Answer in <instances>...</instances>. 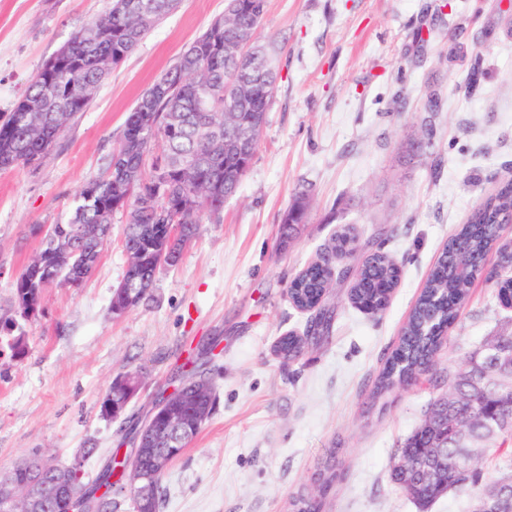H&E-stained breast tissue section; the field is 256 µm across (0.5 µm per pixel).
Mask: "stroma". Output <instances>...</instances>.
<instances>
[{"mask_svg":"<svg viewBox=\"0 0 512 512\" xmlns=\"http://www.w3.org/2000/svg\"><path fill=\"white\" fill-rule=\"evenodd\" d=\"M106 4L0 0V114ZM223 13L224 0H179L47 158L0 171L1 322L13 317L14 281L42 245L34 228L68 221L82 186L118 148L127 112ZM258 38L275 51L278 79L254 160L178 264L159 269L146 300L114 314L127 222L114 213L93 276L45 291L42 313L22 324V357L0 344V473L35 449L62 464L89 448L84 479L95 480L113 452L132 453L127 423L142 422L156 396L178 386V366L213 344L215 410L167 469L161 512H288L300 494L320 496L321 512H470V496L456 490L420 510L390 479L398 444L437 395L432 377L371 390L448 238L498 179L512 178V0H267ZM434 98L439 111H426ZM425 123L429 135L411 149ZM301 194L306 221L279 249L281 216ZM346 225L357 229V250L335 267L330 331L282 363L277 339L304 333L313 318L289 302V284ZM379 245L403 275L373 317L347 293ZM503 331H512V312L478 277L437 373L451 375ZM128 370L141 373L138 395L123 418H103L106 388ZM329 465L337 478L322 496L317 479Z\"/></svg>","mask_w":512,"mask_h":512,"instance_id":"obj_1","label":"stroma"}]
</instances>
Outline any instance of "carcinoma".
Listing matches in <instances>:
<instances>
[{"mask_svg":"<svg viewBox=\"0 0 512 512\" xmlns=\"http://www.w3.org/2000/svg\"><path fill=\"white\" fill-rule=\"evenodd\" d=\"M174 2L109 0L101 15L75 30L49 58L61 67L51 70L43 64L12 110L0 116V170L26 168L47 158L67 125L88 109L97 87ZM265 9L266 0H225L224 15L215 18L140 96L127 113L106 173L85 184L69 220L54 225L52 236L42 241L17 276L14 297L21 319H26L24 309L41 308L45 288H77L92 275L110 233L117 188L124 187L129 194L124 276L137 285L136 306L153 287L155 253L195 238L203 215L224 209L252 165V160L238 157L226 144L250 137L258 145L261 130L255 126L269 111L277 81L274 51L257 38ZM157 143L163 150L155 156L152 149ZM159 184L168 192L165 205L153 201ZM307 210L306 198L299 196L284 211L281 248H287ZM509 221L512 178L500 182L448 240L407 319L400 344L383 363L373 394L432 370L442 350V336L469 299L484 256L493 249L507 250L498 241L496 225ZM351 242L349 231L340 232L317 260L291 280L288 296L293 305L317 315L304 335L289 333L277 342L288 362L329 332L332 315L324 300L332 288L333 263L350 254ZM401 275L397 261L379 247L357 268L348 299L361 310L382 315ZM487 281L498 304L507 306L512 301V266H500ZM479 348L512 357V333L492 336ZM486 372H496L494 362L456 370L448 388L434 400L436 410L447 407L448 441L439 453L448 483L473 496L479 508L491 498L512 493L511 473L490 481L480 465L484 455L512 447V386H485ZM181 374L175 399L168 401L165 411L193 438L215 408L214 383L191 356L181 365ZM140 384L136 371L116 376L101 405L126 400ZM437 444L435 433L421 423L397 451L406 457L407 473L391 472V480L410 490L423 507L445 493L427 476ZM41 459L43 455L35 451L16 462L13 470L22 481L42 479ZM139 468L152 474L155 488L161 487L168 466H156L147 452L139 459ZM85 486L79 476H72L70 493L53 501L48 512H67L73 507V495ZM289 506L291 512H320L315 498L294 497Z\"/></svg>","mask_w":512,"mask_h":512,"instance_id":"obj_1","label":"carcinoma"}]
</instances>
